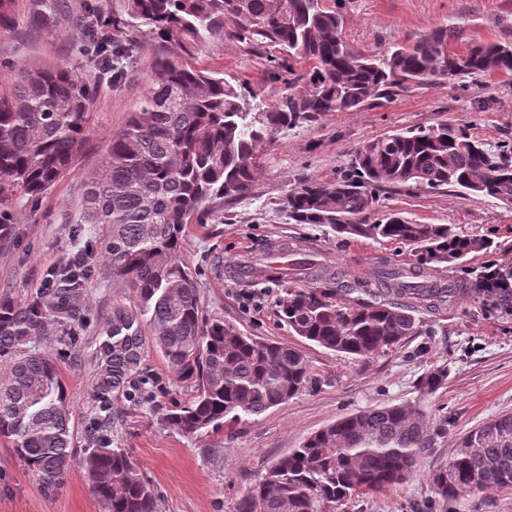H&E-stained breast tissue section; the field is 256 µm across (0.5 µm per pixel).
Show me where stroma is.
Masks as SVG:
<instances>
[{
  "mask_svg": "<svg viewBox=\"0 0 512 512\" xmlns=\"http://www.w3.org/2000/svg\"><path fill=\"white\" fill-rule=\"evenodd\" d=\"M98 3L102 14L118 21L110 29L113 40L138 47L115 80L100 74L74 47L66 28L37 27L29 0H13L11 22L0 27V94L11 93L18 70L30 66H64L92 90L87 128L69 169L39 200L12 197L0 203L13 226L10 243L0 246V295L26 297L47 268L77 252L83 241L99 242L109 234L107 225L88 224L79 239L72 227L88 180L105 162L112 134L126 126L154 77L156 51L148 25H122L125 0ZM338 7L344 39L363 53L404 43L439 25L463 30L472 43L512 42V0H339ZM270 53L267 47L247 48L217 36L190 64L243 85L251 111L265 112L302 87L287 69L271 72ZM441 119L467 125L490 145L512 146V73L465 77L443 87L413 86L371 100L359 111L326 112L276 132L260 147V173L251 189L226 200L207 223L188 226L180 258L199 276L205 310L248 335L301 349L309 381L287 402L260 415L186 436L162 416L187 403L192 390L176 381L159 351L148 349L143 372L150 397L112 398L111 413L119 421L112 445L126 450L149 481L157 512H236L246 488L315 431L371 406L404 404L421 408L434 448L405 482L348 497L335 512H512V487L450 501L438 496L430 480L463 434L512 414V308L481 302L470 291L480 283L487 260L512 271V205L450 187L382 191L381 211H396L420 224H454L495 243L491 253L475 255L464 267L443 265L447 283L464 280L467 291L437 310H420L417 334L386 352L357 359L293 335L279 319L283 288L266 282L267 266L278 263L287 269L289 285L311 284L313 271L299 264L305 255L319 269L350 282L374 280L382 264L408 262L396 246L360 237L341 242L312 225L291 223L281 204L305 181L335 180L350 169L366 142ZM133 301L121 280L99 268L85 300L90 316L77 348L53 339L36 342V350L58 364L75 458L62 481L49 489L16 455L11 440L0 439V512H103L84 464L90 445L86 425L96 412L91 398L100 342L96 329L113 303ZM437 368L448 372L445 385L430 395L420 393L419 380Z\"/></svg>",
  "mask_w": 512,
  "mask_h": 512,
  "instance_id": "1",
  "label": "stroma"
}]
</instances>
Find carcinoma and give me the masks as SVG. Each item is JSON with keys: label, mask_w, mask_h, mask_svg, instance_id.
I'll return each instance as SVG.
<instances>
[{"label": "carcinoma", "mask_w": 512, "mask_h": 512, "mask_svg": "<svg viewBox=\"0 0 512 512\" xmlns=\"http://www.w3.org/2000/svg\"><path fill=\"white\" fill-rule=\"evenodd\" d=\"M65 0H31L33 21L58 27ZM128 20L151 26L156 74L125 129L112 136L101 171L87 184L78 224H106L100 246L51 271L53 287L15 300L0 297V438L47 487L60 482L73 458L69 408L57 365L31 348L85 320L84 295L96 263L135 293L114 304L98 325L96 383L100 413L89 424L97 442L85 460L105 512H156L155 495L128 453L112 447L110 398L137 386L145 351L158 349L169 369L193 386L191 400L164 414L168 426L194 436L288 401L308 382L302 351L262 342L221 317L205 314L197 274L179 260L186 225L206 203L246 192L258 172L264 139L324 112H354L406 85L442 86L461 77L512 73V44L477 42L459 54L456 27H437L390 51L363 54L342 35L336 0H126ZM80 5L78 39L104 73L121 76L135 46L109 40L110 20H91ZM216 35L241 44L279 48L308 65L303 92L290 93L259 117L224 77L191 67L187 58ZM91 95L68 69L22 71L0 96V196L37 200L72 162L88 121ZM453 186L512 205V156L494 154L463 124L441 120L364 144L350 170L334 181H307L284 207L296 224L325 227L336 239L396 244L412 262L383 266L375 287L334 274L318 286H290L280 302L288 331L325 349L367 357L416 333L415 308H437L456 293L438 268L463 266L493 241L454 224H418L389 212L374 216L379 191ZM443 370L420 388L444 385ZM430 439L412 405L367 408L313 433L300 448L266 469L236 512H333L348 496L381 492L405 481ZM439 496L458 499L488 488L512 487V415L497 417L459 438L448 464L432 472Z\"/></svg>", "instance_id": "1"}]
</instances>
